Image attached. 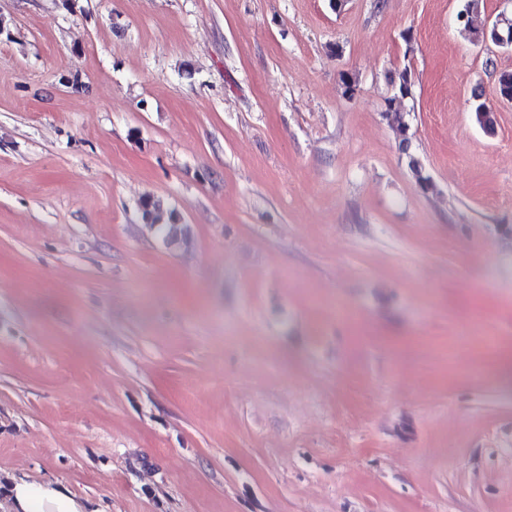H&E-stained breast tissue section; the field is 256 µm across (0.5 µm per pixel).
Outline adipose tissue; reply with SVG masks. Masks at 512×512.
Returning <instances> with one entry per match:
<instances>
[{
	"instance_id": "obj_1",
	"label": "adipose tissue",
	"mask_w": 512,
	"mask_h": 512,
	"mask_svg": "<svg viewBox=\"0 0 512 512\" xmlns=\"http://www.w3.org/2000/svg\"><path fill=\"white\" fill-rule=\"evenodd\" d=\"M0 512H106L87 498L73 494L61 481L11 477L0 494Z\"/></svg>"
}]
</instances>
